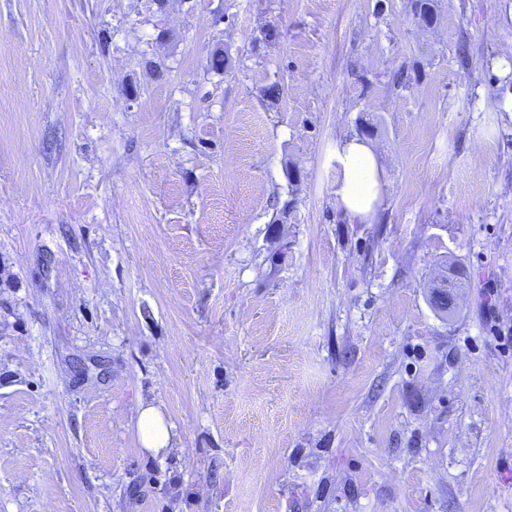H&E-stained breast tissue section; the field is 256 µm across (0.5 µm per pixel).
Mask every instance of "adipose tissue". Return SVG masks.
Instances as JSON below:
<instances>
[{
  "instance_id": "adipose-tissue-1",
  "label": "adipose tissue",
  "mask_w": 512,
  "mask_h": 512,
  "mask_svg": "<svg viewBox=\"0 0 512 512\" xmlns=\"http://www.w3.org/2000/svg\"><path fill=\"white\" fill-rule=\"evenodd\" d=\"M340 177L336 199L352 222L372 219L381 202L383 171L375 152L357 138H346L336 149ZM138 434L143 448L152 454L172 446L173 427L153 405L143 406L138 416Z\"/></svg>"
}]
</instances>
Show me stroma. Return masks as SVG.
Segmentation results:
<instances>
[{
    "label": "stroma",
    "instance_id": "obj_1",
    "mask_svg": "<svg viewBox=\"0 0 512 512\" xmlns=\"http://www.w3.org/2000/svg\"><path fill=\"white\" fill-rule=\"evenodd\" d=\"M511 98L512 0H0V512H512ZM340 178L336 182V200L350 222L372 219L381 202L383 171L375 152L352 137L336 149ZM138 434L143 448L154 455L172 446L173 426L154 405L142 406L138 416Z\"/></svg>",
    "mask_w": 512,
    "mask_h": 512
}]
</instances>
